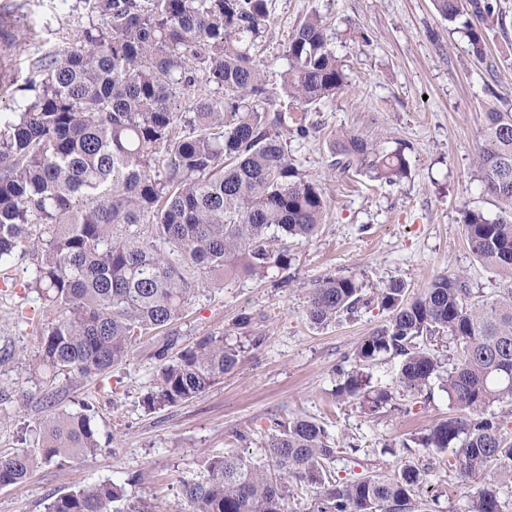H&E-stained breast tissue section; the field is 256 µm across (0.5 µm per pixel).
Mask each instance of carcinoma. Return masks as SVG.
I'll return each instance as SVG.
<instances>
[{
	"label": "carcinoma",
	"instance_id": "obj_1",
	"mask_svg": "<svg viewBox=\"0 0 512 512\" xmlns=\"http://www.w3.org/2000/svg\"><path fill=\"white\" fill-rule=\"evenodd\" d=\"M91 20L75 46L42 54L21 87L31 95L0 113V267L29 255L24 287L53 312L39 367L77 378L108 375L139 336L167 339L149 410L200 397L238 362L224 334H209L172 359L168 350L199 283L241 274L268 278L291 267L283 238L311 240L326 223L323 188L292 162L291 143L309 136L308 109L349 87L329 48L321 15L288 34L280 73L286 104H270L257 58L270 32L269 0H84ZM461 21L481 56V23L492 0H435ZM190 111L177 108L180 99ZM475 164L484 190L512 216V114L484 113ZM332 169L363 171L396 183L407 173L404 148H382L350 130L336 134ZM471 253L498 278L473 300L467 276L440 273L412 297L403 281L376 291L389 314L354 354L338 394L368 414L396 409L359 370L382 356L401 360L399 382L418 394L438 380L456 414L413 439L454 449L461 473L481 476L462 512H508L512 429L487 414L512 404V219L464 212ZM369 301L351 276L327 275L308 289L306 316L324 325ZM446 336L455 354L441 362L428 347ZM49 414L32 446L0 452V485L25 482L57 458L88 460L100 451L93 416ZM272 467L237 454L211 457L206 475L182 479L193 512H290L292 483L318 489L312 512H430L427 473L407 461L390 475L335 478L336 442L308 416L272 421ZM124 486L95 483L63 493L46 512H112Z\"/></svg>",
	"mask_w": 512,
	"mask_h": 512
}]
</instances>
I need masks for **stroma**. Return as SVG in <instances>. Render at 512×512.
Here are the masks:
<instances>
[{
    "label": "stroma",
    "mask_w": 512,
    "mask_h": 512,
    "mask_svg": "<svg viewBox=\"0 0 512 512\" xmlns=\"http://www.w3.org/2000/svg\"><path fill=\"white\" fill-rule=\"evenodd\" d=\"M495 4L502 20L485 28V54L477 58L459 23L439 15L433 0H272L271 36L261 48L272 95L280 93L288 33L313 11L323 16L353 90L310 112L312 137L292 146L294 164L326 187L330 205L312 240L288 242L295 282L279 288L270 278L239 276L220 288L206 284L186 311L173 352L218 332L242 347L234 369L202 396L145 408L160 367L155 351L166 339L161 331L136 340L125 364L107 378L43 375L35 354L49 317L37 293L21 286L30 277L28 261H13L11 275L20 286L0 291V387L17 399L0 412V451L33 438L47 414L46 395L60 411L90 408L102 449L89 461H60L24 483L0 486V512H45L53 496L107 480L124 485L127 503L147 512H192L181 478L202 473L207 458L224 453L266 465L271 420L296 415L321 420L339 443L332 464L337 478L389 474L411 460L430 467L439 512H461L476 484L459 472L454 452L409 444L452 414L446 393L436 386L427 398L406 391L399 359L384 357L369 369L371 385L392 394L395 411L368 415L336 394L337 367L386 323L387 313L363 307L319 326L305 306L308 283L326 274L353 277L367 294L397 279L416 294L437 274L459 270L475 292L494 288V275L471 253L461 220L468 209L499 214L475 165L485 112H512V0ZM4 12L22 39L0 35V113L24 97L11 77L27 72L31 49L71 47L90 19L85 0H0ZM342 130L389 149L404 147L408 175L389 185L332 170L330 137ZM244 312L254 318L247 331L235 326ZM255 335L261 345L252 344Z\"/></svg>",
    "instance_id": "35a3bbf8"
}]
</instances>
